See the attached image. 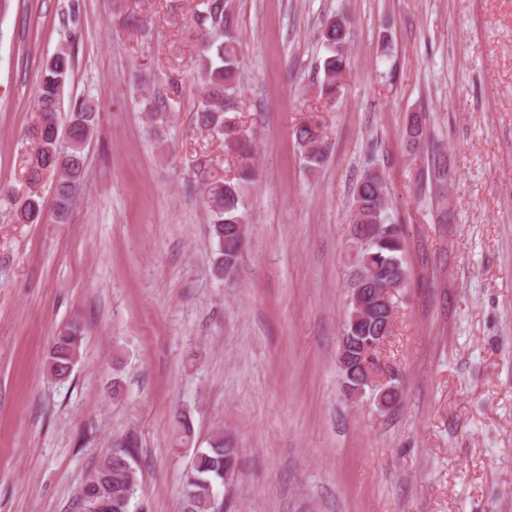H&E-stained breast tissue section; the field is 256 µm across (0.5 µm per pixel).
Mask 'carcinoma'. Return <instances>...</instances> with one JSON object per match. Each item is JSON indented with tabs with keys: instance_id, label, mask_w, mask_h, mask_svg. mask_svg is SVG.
I'll return each instance as SVG.
<instances>
[{
	"instance_id": "1",
	"label": "carcinoma",
	"mask_w": 512,
	"mask_h": 512,
	"mask_svg": "<svg viewBox=\"0 0 512 512\" xmlns=\"http://www.w3.org/2000/svg\"><path fill=\"white\" fill-rule=\"evenodd\" d=\"M321 39L326 56L320 93L330 99L336 95L348 67L349 22L343 17L326 21ZM192 41L198 47V77L202 84L195 122L201 130L222 140L225 148L241 160L239 169L231 176L220 173L208 160L200 162L195 173L202 202L212 219L214 268L220 275L228 267L237 266L242 252L237 246V225L246 223L243 200L258 176L251 158V137L237 117L243 48L226 0H198ZM71 69V55L64 50L50 56L41 69L37 94L40 120L29 131L34 148L23 161L22 189L12 188L6 193L9 201L18 204L17 218L21 224L41 223L45 202L38 186L45 177L52 178L53 210L61 221L83 185L86 147L97 132V121L94 110L82 102L74 105L68 125L59 126L57 112ZM294 135L309 166H320L326 148L319 124L304 123L295 129ZM406 137L414 153L426 145L430 182L444 191L450 163L444 153L428 143L426 120L421 115H411ZM388 211L389 200L380 175L365 170L353 187L349 223L352 236L366 238V244L349 255L347 288H363L370 293L376 288H391L405 278V239L401 225L390 221ZM375 224L391 227L390 238L376 240L372 236ZM83 336L84 329L77 320L59 330L44 364L47 376L58 381L68 378L81 356ZM239 455L240 449L220 431L211 437L207 447L195 449L183 490V500L190 512H214L219 487L226 486L224 459L237 460ZM137 457L135 435L127 434L114 441L113 448L85 480L78 497V512H94L93 507L104 501L112 503V512H130L131 502L139 491Z\"/></svg>"
}]
</instances>
